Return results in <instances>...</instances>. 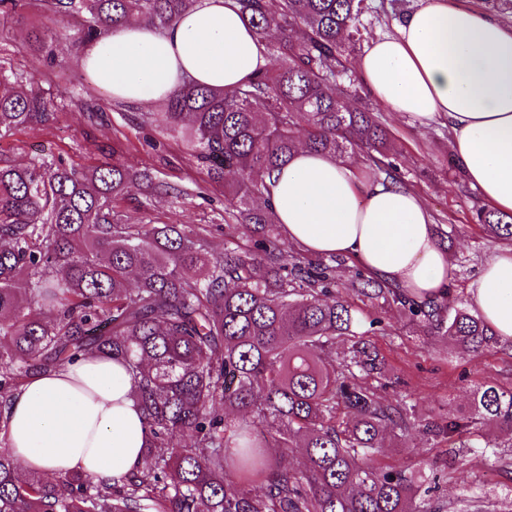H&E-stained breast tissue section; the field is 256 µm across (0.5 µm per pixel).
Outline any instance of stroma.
Instances as JSON below:
<instances>
[{"label":"stroma","mask_w":512,"mask_h":512,"mask_svg":"<svg viewBox=\"0 0 512 512\" xmlns=\"http://www.w3.org/2000/svg\"><path fill=\"white\" fill-rule=\"evenodd\" d=\"M421 0H368L361 16V36L347 43L345 60L353 62L376 35L391 32L395 21L416 9ZM44 27L52 36L49 55L33 54L26 41L28 25ZM78 19L55 16L30 5L19 15L0 13V70L33 78L36 86L60 107L55 123L34 125L0 140V155L17 163L36 157L64 159L84 169L111 156L120 146L123 162L148 169L156 181L170 186L169 194L146 198L130 190L122 206L125 221L141 224L147 218L186 228L207 226L212 252L224 249V192L208 183L189 160L181 144L169 140L147 120L158 111L153 100L126 103L93 88L79 66L82 52L76 42ZM383 119L397 155L396 179L414 190L427 208L435 228L453 234L448 248L451 293L457 302L472 306L471 290L484 263L507 243L477 223L484 202L448 163V128L391 113ZM355 267L336 270L334 289L363 321L377 318L378 331L367 334L385 360V403L401 408L409 424L400 436L385 432L374 463L386 470L422 472L435 476L431 504L454 512L458 500L481 495L490 501H512V473L494 459L455 454L432 426L445 425L449 415L468 413L472 393L484 384L512 387V345L504 343L481 358L460 355L443 337L431 334L409 319L399 304L384 305L362 297L352 286Z\"/></svg>","instance_id":"stroma-1"}]
</instances>
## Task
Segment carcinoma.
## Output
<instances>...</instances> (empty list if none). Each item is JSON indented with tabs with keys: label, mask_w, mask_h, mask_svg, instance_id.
<instances>
[{
	"label": "carcinoma",
	"mask_w": 512,
	"mask_h": 512,
	"mask_svg": "<svg viewBox=\"0 0 512 512\" xmlns=\"http://www.w3.org/2000/svg\"><path fill=\"white\" fill-rule=\"evenodd\" d=\"M193 3L41 0L49 12L79 17L85 40L130 21L165 28ZM237 3L259 37L279 30L281 66L230 92L183 86L149 113L224 188L223 252L180 225L124 223L118 201L134 181L148 196L165 189L119 160L77 171L0 156V431L28 375L96 351L128 364L151 437L145 466L113 484L20 479L0 448V512H441L416 501L425 475L372 463L380 434L404 431L407 421L378 396L382 361L356 340L364 322L332 295L336 258L289 253L272 210L251 205L267 198L265 177L300 142L338 158L364 152L377 169L396 170L379 117L331 83L345 70V42L359 33L366 0ZM0 83L11 84L0 91L1 139L55 121L33 80L0 74ZM478 221L512 239V215L489 209ZM353 284L368 299L400 304L458 351L480 357L498 342L478 312L450 297L407 302L360 272ZM338 337L355 342L332 362ZM490 428L512 434L511 387H480L472 413L448 415L438 432L485 453ZM270 448H302L305 462L284 468ZM257 483L261 495L252 493Z\"/></svg>",
	"instance_id": "1"
}]
</instances>
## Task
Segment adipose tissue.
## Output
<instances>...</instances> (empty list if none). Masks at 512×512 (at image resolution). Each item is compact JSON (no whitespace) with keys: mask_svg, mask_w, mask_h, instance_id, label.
<instances>
[{"mask_svg":"<svg viewBox=\"0 0 512 512\" xmlns=\"http://www.w3.org/2000/svg\"><path fill=\"white\" fill-rule=\"evenodd\" d=\"M96 88L127 103L164 101L186 84L232 90L267 69L262 40L235 0H196L165 30L133 22L88 44ZM388 111L445 121L463 179L512 213V24L465 0H423L355 62ZM271 206L288 241L316 256L352 258L421 301L451 278L421 198L358 164L301 149L272 175ZM480 315L512 342V247L487 260L471 290ZM6 445L22 472L114 483L141 469L150 438L122 360L87 354L31 374L7 410Z\"/></svg>","mask_w":512,"mask_h":512,"instance_id":"ef3b65f1","label":"adipose tissue"}]
</instances>
